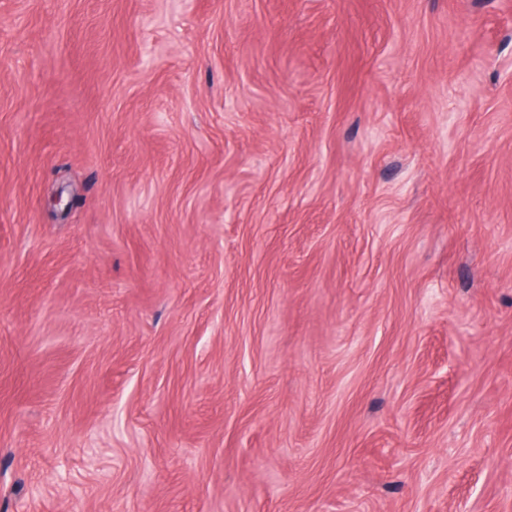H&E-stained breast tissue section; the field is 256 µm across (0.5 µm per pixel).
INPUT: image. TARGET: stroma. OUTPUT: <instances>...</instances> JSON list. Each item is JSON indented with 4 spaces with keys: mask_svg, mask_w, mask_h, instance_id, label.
I'll return each instance as SVG.
<instances>
[{
    "mask_svg": "<svg viewBox=\"0 0 512 512\" xmlns=\"http://www.w3.org/2000/svg\"><path fill=\"white\" fill-rule=\"evenodd\" d=\"M512 512V0H0V512Z\"/></svg>",
    "mask_w": 512,
    "mask_h": 512,
    "instance_id": "35a3bbf8",
    "label": "stroma"
}]
</instances>
